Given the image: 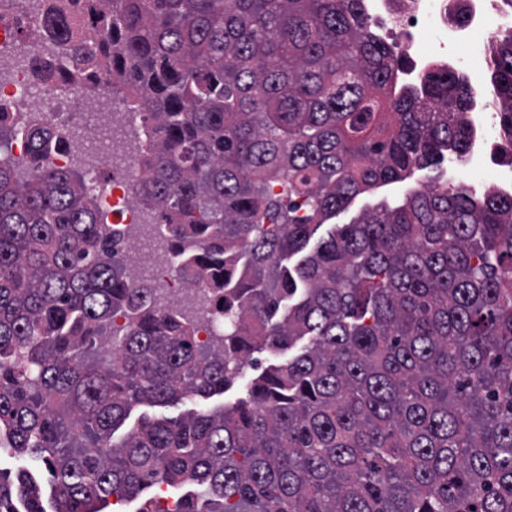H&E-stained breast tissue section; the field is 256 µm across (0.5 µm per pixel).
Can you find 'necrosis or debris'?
I'll return each instance as SVG.
<instances>
[{
  "label": "necrosis or debris",
  "instance_id": "necrosis-or-debris-1",
  "mask_svg": "<svg viewBox=\"0 0 512 512\" xmlns=\"http://www.w3.org/2000/svg\"><path fill=\"white\" fill-rule=\"evenodd\" d=\"M367 12L375 33L383 34L398 56L410 62L398 81L412 82L416 74L432 66L470 70L475 59L487 58V45L512 28V0H368ZM476 124L472 128L466 158L450 159L453 172L481 167L490 170L494 190L512 195V140L498 132V105L492 88L472 84ZM0 101L16 109L39 102L41 112L57 121H70L88 133L102 134L128 122L121 109L99 112L80 93L71 92L62 101L35 89L28 68L11 71L0 80Z\"/></svg>",
  "mask_w": 512,
  "mask_h": 512
}]
</instances>
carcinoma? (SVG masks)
<instances>
[{
    "label": "carcinoma",
    "instance_id": "obj_1",
    "mask_svg": "<svg viewBox=\"0 0 512 512\" xmlns=\"http://www.w3.org/2000/svg\"><path fill=\"white\" fill-rule=\"evenodd\" d=\"M365 0H40L31 74L118 92L144 135L136 202L206 318L159 305L68 138L0 103V512H512V195L448 185L465 77L395 86ZM91 18L93 35L82 33ZM512 139V31L488 48ZM433 172L310 245L358 195ZM123 323L116 324L117 319ZM230 406L130 416L224 394ZM254 367L246 366L243 374L236 380V382L224 392L223 395L215 396L211 399V403L229 405L234 403L238 398L242 397L245 391L246 384L253 378L259 371H255Z\"/></svg>",
    "mask_w": 512,
    "mask_h": 512
}]
</instances>
